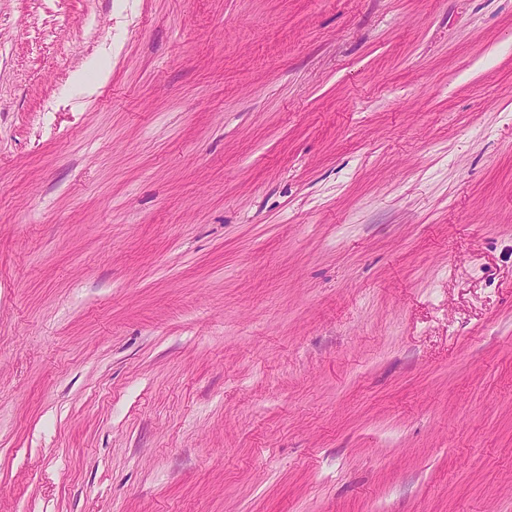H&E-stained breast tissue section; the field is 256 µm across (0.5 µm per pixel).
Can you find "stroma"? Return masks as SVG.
<instances>
[{"label":"stroma","mask_w":512,"mask_h":512,"mask_svg":"<svg viewBox=\"0 0 512 512\" xmlns=\"http://www.w3.org/2000/svg\"><path fill=\"white\" fill-rule=\"evenodd\" d=\"M0 512H512V0H0Z\"/></svg>","instance_id":"obj_1"}]
</instances>
